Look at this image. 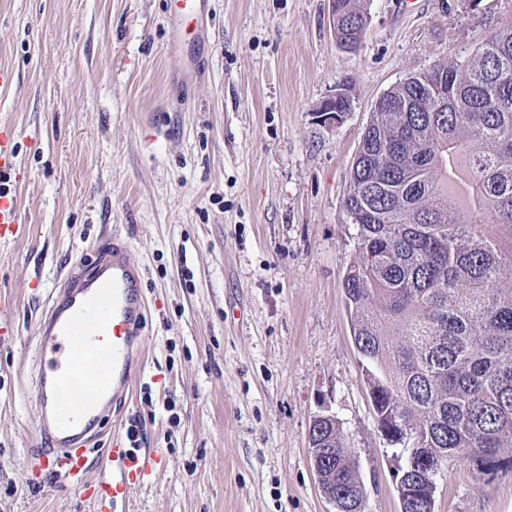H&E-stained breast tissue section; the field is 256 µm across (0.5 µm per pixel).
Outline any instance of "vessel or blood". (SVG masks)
I'll list each match as a JSON object with an SVG mask.
<instances>
[{"label": "vessel or blood", "mask_w": 512, "mask_h": 512, "mask_svg": "<svg viewBox=\"0 0 512 512\" xmlns=\"http://www.w3.org/2000/svg\"><path fill=\"white\" fill-rule=\"evenodd\" d=\"M208 0H172L169 44L181 51L185 38L208 31ZM15 131L0 126V242L22 234L16 194L4 180L16 169ZM148 300L131 247L113 236L85 268L50 297L37 323L38 365L33 385L39 405L43 449L38 472L62 484L81 482L85 498L100 512L123 502L145 480L156 457L131 447L127 435L113 437L111 476L86 479L89 445L99 424L129 396L141 372Z\"/></svg>", "instance_id": "vessel-or-blood-1"}]
</instances>
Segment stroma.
Returning <instances> with one entry per match:
<instances>
[{"mask_svg": "<svg viewBox=\"0 0 512 512\" xmlns=\"http://www.w3.org/2000/svg\"><path fill=\"white\" fill-rule=\"evenodd\" d=\"M209 66L179 101L169 0H0V124L15 128L24 235L0 245V512H96L35 483L36 323L49 295L117 234L149 301L144 374L103 434L139 422L159 463L122 512H335L310 457L326 411L359 465L367 512H400L342 277L349 173L376 102L470 56L512 0H370L355 51L329 0H210ZM346 88L336 126L318 104ZM434 512H512V471L451 459Z\"/></svg>", "mask_w": 512, "mask_h": 512, "instance_id": "stroma-1", "label": "stroma"}]
</instances>
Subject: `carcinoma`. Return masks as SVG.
Returning <instances> with one entry per match:
<instances>
[{
    "label": "carcinoma",
    "mask_w": 512,
    "mask_h": 512,
    "mask_svg": "<svg viewBox=\"0 0 512 512\" xmlns=\"http://www.w3.org/2000/svg\"><path fill=\"white\" fill-rule=\"evenodd\" d=\"M340 46L357 48L367 0H338ZM448 77L435 93L433 78ZM354 256L342 286L372 405L387 435L410 434L403 512L438 459L480 473L512 447V21L462 60L400 81L375 105L349 176ZM321 485L336 512L363 494L341 433Z\"/></svg>",
    "instance_id": "carcinoma-1"
}]
</instances>
